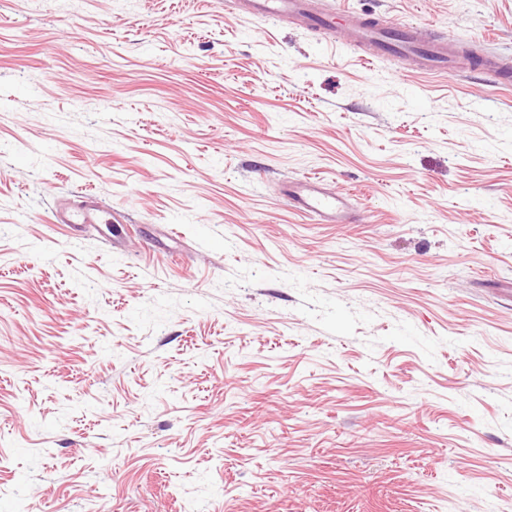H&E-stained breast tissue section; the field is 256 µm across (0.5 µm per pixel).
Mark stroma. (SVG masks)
Here are the masks:
<instances>
[{
    "mask_svg": "<svg viewBox=\"0 0 512 512\" xmlns=\"http://www.w3.org/2000/svg\"><path fill=\"white\" fill-rule=\"evenodd\" d=\"M237 2L0 0V512H512V88ZM287 192L292 206L305 215L333 224H344L348 219L350 196L331 191L317 178H301L288 185ZM86 200L78 205H71L67 201L61 200L54 210L56 224H112V221L106 220L103 211L99 207L96 197L87 196Z\"/></svg>",
    "mask_w": 512,
    "mask_h": 512,
    "instance_id": "stroma-1",
    "label": "stroma"
}]
</instances>
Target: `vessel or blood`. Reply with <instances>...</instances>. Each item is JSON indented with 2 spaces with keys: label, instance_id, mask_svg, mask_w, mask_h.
I'll list each match as a JSON object with an SVG mask.
<instances>
[{
  "label": "vessel or blood",
  "instance_id": "obj_1",
  "mask_svg": "<svg viewBox=\"0 0 512 512\" xmlns=\"http://www.w3.org/2000/svg\"><path fill=\"white\" fill-rule=\"evenodd\" d=\"M245 6L265 16H283L296 19L305 28L325 35L336 32L334 12L317 10L313 0H246ZM348 38L363 48L366 62L386 56L415 60L426 73L456 76L467 71L476 57L475 49L460 46L450 40L422 38L417 29L407 24L393 25L380 17H361L347 28ZM483 78L491 83H512V63L485 60ZM292 206L305 215H313L327 223H346L350 208L348 194L328 189L322 181L305 177L287 188ZM56 223L79 225L101 224L105 218L95 197H87L80 204L59 202L54 210Z\"/></svg>",
  "mask_w": 512,
  "mask_h": 512
}]
</instances>
